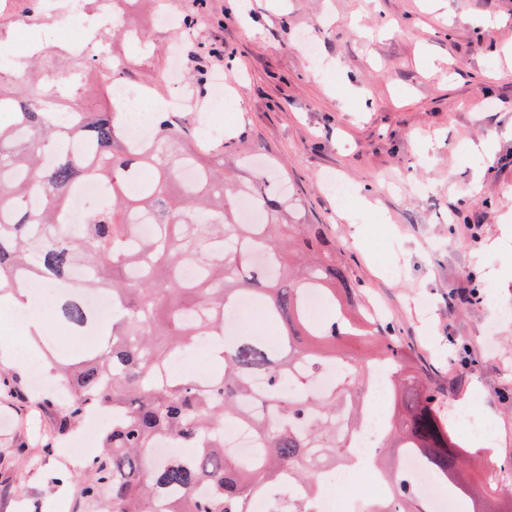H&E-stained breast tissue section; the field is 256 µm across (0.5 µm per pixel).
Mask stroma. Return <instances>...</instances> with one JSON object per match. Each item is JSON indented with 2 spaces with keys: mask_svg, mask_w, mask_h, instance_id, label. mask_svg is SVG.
Instances as JSON below:
<instances>
[{
  "mask_svg": "<svg viewBox=\"0 0 512 512\" xmlns=\"http://www.w3.org/2000/svg\"><path fill=\"white\" fill-rule=\"evenodd\" d=\"M31 0H12L0 30L28 57L38 32L24 17ZM163 13L189 20L177 32L136 15L145 46L125 48V80L155 96L190 91L179 109L190 126L230 125L217 141L226 168L265 161L286 180L303 223L325 225L365 301L407 338L443 387L452 415L472 410L494 429L478 444L461 429L481 479H506L512 462V280L485 282L487 269H512V0H163ZM39 43V42H38ZM234 90L214 103L213 79ZM365 187L391 235L356 247L353 225L336 216L329 180ZM480 296L455 302L457 289ZM27 355L10 366L26 391L0 392V512H98L76 504L56 474L83 472L97 448L71 454L85 425L56 437L53 410L39 395L54 387L51 363L30 333L0 323V339ZM52 451H45L46 443Z\"/></svg>",
  "mask_w": 512,
  "mask_h": 512,
  "instance_id": "1",
  "label": "stroma"
}]
</instances>
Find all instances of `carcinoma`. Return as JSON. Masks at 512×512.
Masks as SVG:
<instances>
[{"label":"carcinoma","mask_w":512,"mask_h":512,"mask_svg":"<svg viewBox=\"0 0 512 512\" xmlns=\"http://www.w3.org/2000/svg\"><path fill=\"white\" fill-rule=\"evenodd\" d=\"M50 77L69 85L60 104L51 101ZM111 78L122 76L104 74L90 52L66 69L50 60L19 76L0 69V112L12 114L0 128V293H20L31 276L61 285L84 268V289L112 296V333L56 362L69 404L42 400L56 410L58 437L91 410L112 415L89 476L65 478L80 500H103L107 512H249L255 499L267 512H312L324 463L354 465L343 448L361 424L356 396L374 374L368 359L338 347L359 342L390 369L396 405L387 437L420 456L458 512H472L470 449L448 428L440 389L402 337L357 304L358 285L324 226L291 223L288 197L257 176L226 188L215 156L197 146L201 135L167 112L153 113L149 143L131 144L120 109L80 104L89 81L102 88ZM87 183L98 188L95 205L84 223L71 224L70 202ZM241 195L258 199L266 222L238 217ZM142 223L154 225L144 240ZM185 265L198 276L185 280ZM310 289L330 309L321 323L305 310ZM241 299L260 303L278 344L255 333L225 338V315ZM51 319L77 336L101 326L66 296L53 302ZM204 339L223 348V368L208 382L167 371ZM326 364L343 368L328 394L282 393L288 377L301 383ZM239 420L257 437L247 455L224 446V424ZM162 440L176 443V453L155 454ZM392 480L389 512H427L408 478Z\"/></svg>","instance_id":"carcinoma-1"}]
</instances>
